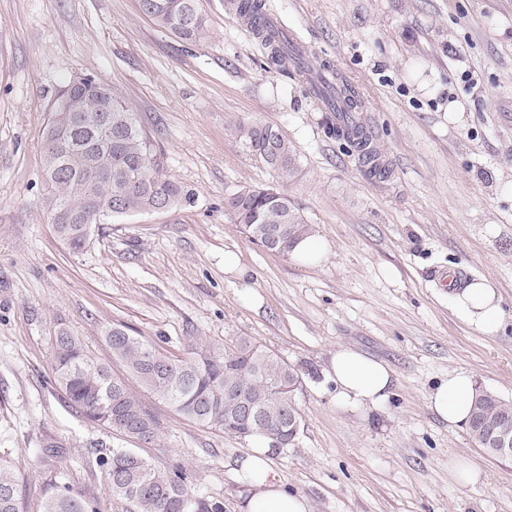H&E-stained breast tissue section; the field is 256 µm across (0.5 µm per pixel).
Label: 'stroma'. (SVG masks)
I'll return each instance as SVG.
<instances>
[{
	"label": "stroma",
	"mask_w": 512,
	"mask_h": 512,
	"mask_svg": "<svg viewBox=\"0 0 512 512\" xmlns=\"http://www.w3.org/2000/svg\"><path fill=\"white\" fill-rule=\"evenodd\" d=\"M265 3L314 65L330 64L362 94L387 181L327 135L302 77L267 67L225 0H202L208 33L193 45L138 0H0V457L22 512H41L64 486L100 512H125L97 442L182 464L197 499L240 512L237 462L249 440L203 428L145 391L160 427L153 444L67 406L52 373L56 331L78 336L117 376L104 339L116 325L176 357L193 336L247 337L292 365L303 429L272 467L310 512H512V460L485 455L467 426L428 407L458 370L512 399V0ZM80 75L128 100L164 173L197 201L94 225L74 253L45 207L43 132L48 103ZM241 121L281 130L299 157L293 178L281 181L242 146ZM247 184L288 193L326 240V259L304 265L252 243L224 209ZM229 251L240 273L225 272ZM444 270L460 286L479 276L494 285L496 333L464 322ZM340 344L392 367L384 405L337 406L325 370ZM454 458L480 470L479 482L451 481Z\"/></svg>",
	"instance_id": "stroma-1"
}]
</instances>
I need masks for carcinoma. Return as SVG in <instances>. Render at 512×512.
<instances>
[{"label":"carcinoma","instance_id":"obj_1","mask_svg":"<svg viewBox=\"0 0 512 512\" xmlns=\"http://www.w3.org/2000/svg\"><path fill=\"white\" fill-rule=\"evenodd\" d=\"M139 5L158 27L186 43H196L207 33L201 0H139ZM227 7L249 25L270 65L312 78L309 93L325 104L329 132L355 148L370 176L388 178L390 170L380 162L362 117L364 100L359 92L337 74H313L307 56L268 17L265 0H227ZM49 112L44 130L46 208L58 236L72 251L84 249L89 235L85 225L60 220L65 211L95 225L114 218L112 206L119 202L126 214L149 212L160 198L166 199L169 209L196 203L193 190L163 173L151 135L129 102L108 85L92 77H75L52 100ZM237 135L279 179L286 181L296 172L295 150L276 126L241 121ZM224 209L252 242L275 236L273 251L283 256L310 233L288 194L272 187L241 185L224 200ZM105 341L130 378L208 429L240 438L258 432L285 447L298 437L295 425L302 417L289 388L300 386L301 378L278 354L249 339L220 347L194 336L181 358L162 353L122 327L107 329ZM52 359L55 384L84 418L145 443L156 439L155 416L79 337L59 330ZM503 421L512 423V402L476 387L468 428L485 452H490L491 429ZM97 463L106 470L112 497L127 506L126 512H223L221 504L204 503L189 493L190 476L179 464L159 468L133 448H112L98 456ZM0 512H20L13 468L1 457ZM42 512L98 509L65 486L43 502Z\"/></svg>","mask_w":512,"mask_h":512}]
</instances>
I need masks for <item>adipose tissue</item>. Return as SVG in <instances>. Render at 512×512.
<instances>
[{
	"label": "adipose tissue",
	"mask_w": 512,
	"mask_h": 512,
	"mask_svg": "<svg viewBox=\"0 0 512 512\" xmlns=\"http://www.w3.org/2000/svg\"><path fill=\"white\" fill-rule=\"evenodd\" d=\"M453 302L458 313L482 332L497 331L500 298L486 279L479 278L457 289ZM327 375L336 384V401L346 409H362L383 404L394 383V372L384 361L374 359L349 345L337 346ZM475 389L472 375L465 371L449 373L431 392L430 409L448 425L467 423ZM273 449L269 440L253 435L248 454L240 462L248 496L242 512H309L306 499L288 491L270 466Z\"/></svg>",
	"instance_id": "obj_1"
}]
</instances>
